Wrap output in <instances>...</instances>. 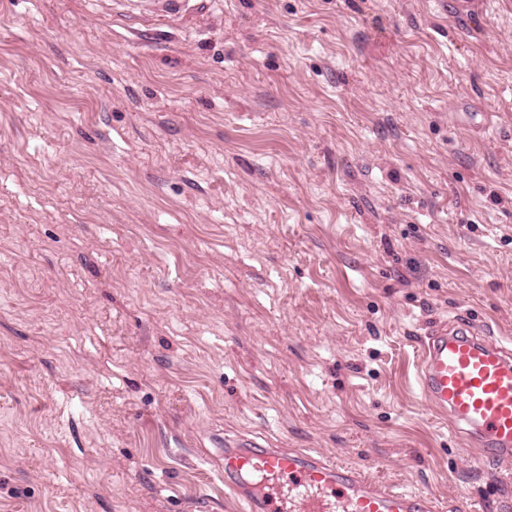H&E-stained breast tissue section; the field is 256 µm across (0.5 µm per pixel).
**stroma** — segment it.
Returning <instances> with one entry per match:
<instances>
[{"label": "stroma", "instance_id": "stroma-1", "mask_svg": "<svg viewBox=\"0 0 512 512\" xmlns=\"http://www.w3.org/2000/svg\"><path fill=\"white\" fill-rule=\"evenodd\" d=\"M0 0V512H240L228 442L512 512L421 339L512 341V0ZM143 14L150 17L164 18L182 11L187 3L186 0H127Z\"/></svg>", "mask_w": 512, "mask_h": 512}]
</instances>
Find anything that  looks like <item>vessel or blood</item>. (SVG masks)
Returning a JSON list of instances; mask_svg holds the SVG:
<instances>
[{
	"mask_svg": "<svg viewBox=\"0 0 512 512\" xmlns=\"http://www.w3.org/2000/svg\"><path fill=\"white\" fill-rule=\"evenodd\" d=\"M129 2L156 18L177 14L186 4ZM417 386L467 444L498 461H512V349L481 338L468 321L439 322L426 332ZM224 475L248 512H434L422 496L300 450L229 444Z\"/></svg>",
	"mask_w": 512,
	"mask_h": 512,
	"instance_id": "1",
	"label": "vessel or blood"
}]
</instances>
